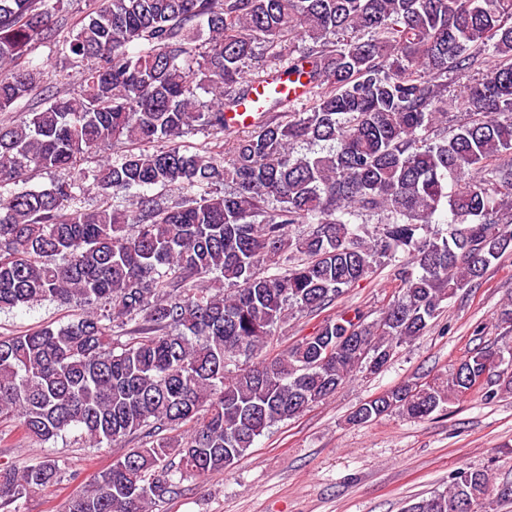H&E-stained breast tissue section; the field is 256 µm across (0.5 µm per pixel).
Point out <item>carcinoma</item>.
<instances>
[{"mask_svg": "<svg viewBox=\"0 0 512 512\" xmlns=\"http://www.w3.org/2000/svg\"><path fill=\"white\" fill-rule=\"evenodd\" d=\"M296 34L309 42L297 56L284 47ZM36 44L82 67L78 90L31 101L46 82ZM260 49L306 100L278 113L273 89L233 129L226 113L247 103ZM490 57L486 79L448 98V73ZM20 105L25 117L0 122V311L75 300L82 314L0 335V443L141 436L63 512H150L181 481L233 468L274 424L383 369L512 253V0H103L79 18L69 0H0V112ZM452 109L467 120L447 132ZM196 126L212 146L177 143ZM36 169L68 176L34 189ZM88 193L106 202L78 206ZM443 210L446 235L421 234ZM363 211L381 214L376 229ZM383 259L398 290L379 320L344 312L263 355L288 311H323ZM496 358L479 348L349 421L426 419ZM61 473L52 457L0 464V506ZM505 500L463 468L404 512Z\"/></svg>", "mask_w": 512, "mask_h": 512, "instance_id": "carcinoma-1", "label": "carcinoma"}]
</instances>
